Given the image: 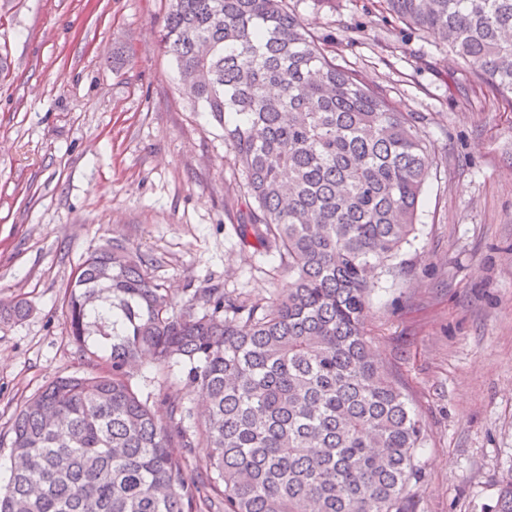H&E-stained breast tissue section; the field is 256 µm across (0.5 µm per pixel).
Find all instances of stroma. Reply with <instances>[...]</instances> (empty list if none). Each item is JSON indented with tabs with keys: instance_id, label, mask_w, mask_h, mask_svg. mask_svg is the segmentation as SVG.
<instances>
[{
	"instance_id": "1",
	"label": "stroma",
	"mask_w": 512,
	"mask_h": 512,
	"mask_svg": "<svg viewBox=\"0 0 512 512\" xmlns=\"http://www.w3.org/2000/svg\"><path fill=\"white\" fill-rule=\"evenodd\" d=\"M338 64L426 116L438 165L417 231L372 294V347L424 427L413 512H488L512 473V105L378 0H288ZM168 0H0V484L9 428L46 382L88 373L62 300L79 263L112 240L150 259L183 304L218 286L276 296L277 253L240 245L243 179L217 123L179 88L160 47ZM142 393L196 405L179 368L144 360Z\"/></svg>"
}]
</instances>
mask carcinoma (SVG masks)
<instances>
[{"label":"carcinoma","mask_w":512,"mask_h":512,"mask_svg":"<svg viewBox=\"0 0 512 512\" xmlns=\"http://www.w3.org/2000/svg\"><path fill=\"white\" fill-rule=\"evenodd\" d=\"M380 2L449 49L448 71L512 100V0ZM161 44L242 171L241 244L277 251L292 280L263 302L197 288L178 309L142 256L91 254L65 320L100 372L49 382L16 415L0 512H408L424 430L365 319L436 163L423 117L336 63L288 0H170ZM28 313L0 301V320ZM145 352L206 408L143 395ZM489 512H512V475Z\"/></svg>","instance_id":"cac0c4a2"}]
</instances>
